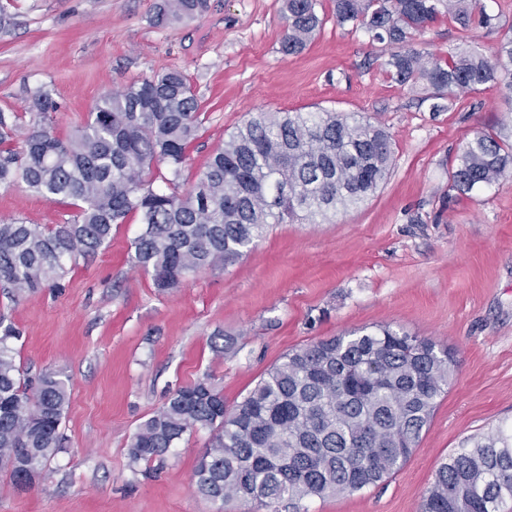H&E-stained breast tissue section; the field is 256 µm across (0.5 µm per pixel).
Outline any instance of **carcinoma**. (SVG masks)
I'll list each match as a JSON object with an SVG mask.
<instances>
[{
	"label": "carcinoma",
	"instance_id": "cac0c4a2",
	"mask_svg": "<svg viewBox=\"0 0 512 512\" xmlns=\"http://www.w3.org/2000/svg\"><path fill=\"white\" fill-rule=\"evenodd\" d=\"M318 0H284L281 51L302 52L323 25ZM207 0H164L159 20H190ZM448 15L469 31L494 17L479 0H334L339 26L398 46L388 74L399 84L424 82L452 99L487 84L512 92V27L488 58L476 46L423 62L406 48L412 32ZM40 123L13 148L17 125L0 116V186L23 184L49 199L77 202L75 215L52 227L0 221V282L13 295L59 287L66 266L96 255L112 226L137 213L135 264L154 287H177L205 267L246 255L267 225L311 223L372 195L389 171L388 134L354 113L261 112L218 148L196 183L180 193L186 151L196 139L199 102L186 75L168 69L104 97L71 136L48 123L56 111L46 92L34 98ZM166 165L170 191L153 188V167ZM512 174V144L476 134L457 156L452 186L463 194ZM20 332L0 322V470L29 484L15 462L43 471L61 448L69 406L67 381L46 371L25 376L10 342ZM454 357L427 337L379 325L318 340L289 353L238 402L204 377L173 392L142 422L128 445L131 462H150L185 434L210 433L193 471L195 491L219 504L287 503L354 494L377 486L408 461L448 390ZM512 499V433L476 440L437 469L420 512H496Z\"/></svg>",
	"mask_w": 512,
	"mask_h": 512
}]
</instances>
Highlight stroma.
Returning a JSON list of instances; mask_svg holds the SVG:
<instances>
[{
  "mask_svg": "<svg viewBox=\"0 0 512 512\" xmlns=\"http://www.w3.org/2000/svg\"><path fill=\"white\" fill-rule=\"evenodd\" d=\"M161 0H0V114L37 123V91L57 105L56 135L84 125L102 98L170 68L198 99L199 131L185 175L258 112H355L392 142L374 195L321 224H273L237 262L157 290L133 262L139 215L114 225L96 256L69 263L61 289L0 290V320L20 330L27 376L67 379L65 443L25 488L0 473V512H216L192 486L209 435L188 434L163 462L131 464L137 426L177 388L210 377L233 407L292 350L363 327L447 344L448 392L406 464L386 482L305 502L306 512H420L442 462L473 439L512 426V177L467 197L455 158L478 131L512 140V93L487 85L459 100L391 80V49L338 26L332 0L298 55L281 51L282 0H208L196 20L159 25ZM495 28L463 34L448 16L409 45L447 57L470 39L492 56L512 0H481ZM441 111H433V104ZM75 213L25 186L0 187V220L52 226ZM219 336L236 352L214 348Z\"/></svg>",
  "mask_w": 512,
  "mask_h": 512,
  "instance_id": "stroma-1",
  "label": "stroma"
}]
</instances>
